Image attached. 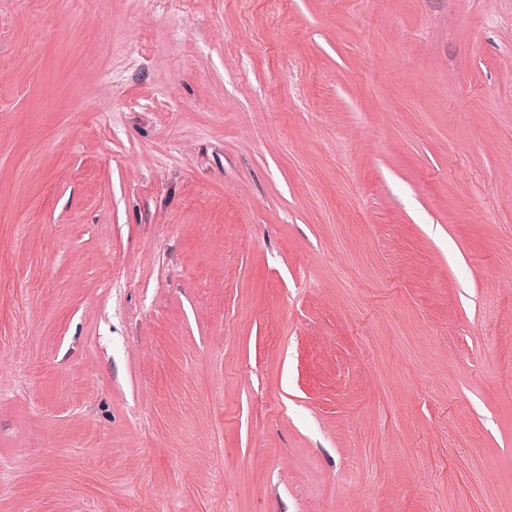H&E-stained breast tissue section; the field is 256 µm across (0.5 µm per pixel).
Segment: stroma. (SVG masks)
<instances>
[{"mask_svg": "<svg viewBox=\"0 0 512 512\" xmlns=\"http://www.w3.org/2000/svg\"><path fill=\"white\" fill-rule=\"evenodd\" d=\"M0 512H512V0H0Z\"/></svg>", "mask_w": 512, "mask_h": 512, "instance_id": "1", "label": "stroma"}]
</instances>
